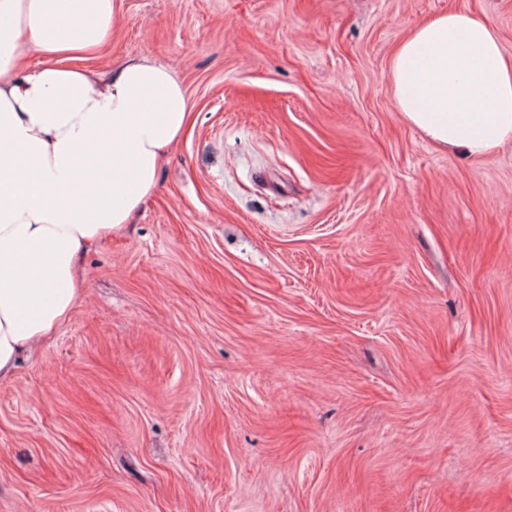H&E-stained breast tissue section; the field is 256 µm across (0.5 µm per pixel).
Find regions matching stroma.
I'll use <instances>...</instances> for the list:
<instances>
[{
    "label": "stroma",
    "mask_w": 512,
    "mask_h": 512,
    "mask_svg": "<svg viewBox=\"0 0 512 512\" xmlns=\"http://www.w3.org/2000/svg\"><path fill=\"white\" fill-rule=\"evenodd\" d=\"M190 128L0 383V512H512V142L396 107L394 48L512 0H114Z\"/></svg>",
    "instance_id": "stroma-1"
}]
</instances>
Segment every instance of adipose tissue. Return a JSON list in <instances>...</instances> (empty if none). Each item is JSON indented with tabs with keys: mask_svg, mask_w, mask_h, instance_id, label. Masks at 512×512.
Returning <instances> with one entry per match:
<instances>
[{
	"mask_svg": "<svg viewBox=\"0 0 512 512\" xmlns=\"http://www.w3.org/2000/svg\"><path fill=\"white\" fill-rule=\"evenodd\" d=\"M112 15L113 0H0V383L83 299L87 252L131 223L187 125L168 67H83ZM31 49L41 61L23 66ZM389 78L440 149L482 158L512 140V60L490 23L432 17L397 45Z\"/></svg>",
	"mask_w": 512,
	"mask_h": 512,
	"instance_id": "adipose-tissue-1",
	"label": "adipose tissue"
}]
</instances>
